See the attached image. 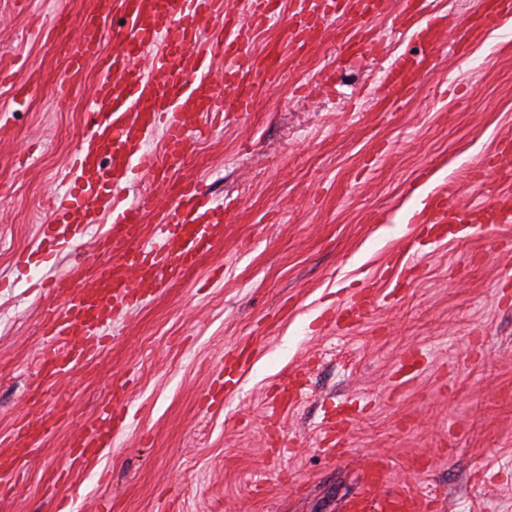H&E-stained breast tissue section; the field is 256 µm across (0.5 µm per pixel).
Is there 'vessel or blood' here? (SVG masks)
<instances>
[{
	"label": "vessel or blood",
	"instance_id": "1",
	"mask_svg": "<svg viewBox=\"0 0 512 512\" xmlns=\"http://www.w3.org/2000/svg\"><path fill=\"white\" fill-rule=\"evenodd\" d=\"M279 0H248L239 14L230 0H96L77 23L78 38L70 47L67 69L77 75L96 66L102 76L87 108L80 144L70 171L55 193L42 227L48 258L62 246L81 239L89 225L107 222L94 242L103 265L93 275L77 271L44 282L55 299L45 317L47 343L39 350V389H51L67 372L103 344L102 329L115 310L136 304L164 281H176L212 251L224 228V208L212 204L202 185L174 182L197 147L204 127L223 124L250 111L268 85L288 71L301 69L308 46L331 40L340 49L366 55L368 33L375 18L388 12L389 0H293L283 37L268 50L250 54L278 11ZM421 0H404L395 15L397 26H414L422 50L404 55L384 69L386 107L410 101L422 77L433 69L447 48L466 50L475 31L512 19V0H477V9L446 39L442 19L429 16L418 24ZM123 13L129 24L113 33V50L102 55V23ZM223 59L221 72L213 62ZM42 84L39 68L30 65L10 82L14 110L29 106ZM162 132L159 150L146 148V136ZM495 181L485 192L495 196L512 183V150L502 149L489 165ZM139 183L135 201H128L127 184ZM428 224H460L461 207L442 195L422 209ZM154 235H147L148 223ZM53 421L38 428L21 423L11 440V453L0 466V482L16 480L29 456L52 432ZM110 428L88 423L70 442V454L80 459L111 447ZM393 465L383 455L368 457L365 480L345 505V512H435L438 493L424 482L396 483Z\"/></svg>",
	"mask_w": 512,
	"mask_h": 512
}]
</instances>
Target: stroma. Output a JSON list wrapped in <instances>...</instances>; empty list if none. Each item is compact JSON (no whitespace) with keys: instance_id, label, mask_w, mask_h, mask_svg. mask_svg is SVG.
<instances>
[{"instance_id":"obj_1","label":"stroma","mask_w":512,"mask_h":512,"mask_svg":"<svg viewBox=\"0 0 512 512\" xmlns=\"http://www.w3.org/2000/svg\"><path fill=\"white\" fill-rule=\"evenodd\" d=\"M94 0H0V54L45 74L0 139V451L20 420L68 413L0 512H341L363 460L434 483L438 512H512V223L429 235L413 217L431 194L484 203L482 162L512 140V23L466 55L444 51L407 103L379 111L382 65L418 53L392 17L374 20L375 56L310 48L300 71L251 112L211 131L177 179L231 203L224 240L185 277L113 316L101 352L32 406L49 299L30 283L95 270L83 240L29 270L52 191L67 173L100 76L64 72L60 46ZM51 41L33 35V21ZM67 100H56L58 86ZM33 147L35 160L25 149ZM427 180H420V172ZM423 235L422 252L403 237ZM367 316L336 327L344 303ZM237 382L206 393L225 363ZM111 408L121 426L97 457L69 442ZM346 410L343 459L322 451ZM424 456L427 471L404 469Z\"/></svg>"}]
</instances>
